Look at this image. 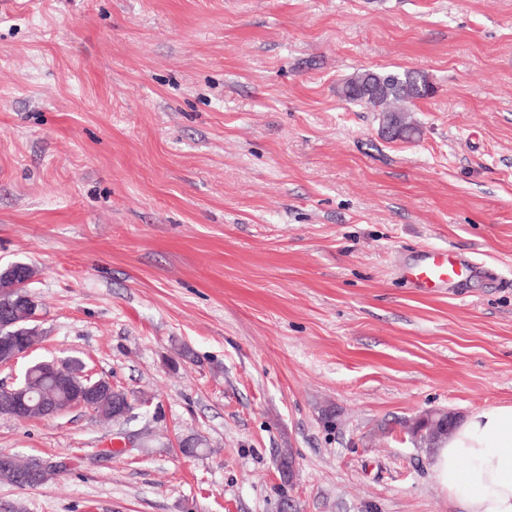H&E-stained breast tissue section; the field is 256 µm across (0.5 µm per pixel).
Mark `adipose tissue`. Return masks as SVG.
I'll return each mask as SVG.
<instances>
[{"mask_svg":"<svg viewBox=\"0 0 512 512\" xmlns=\"http://www.w3.org/2000/svg\"><path fill=\"white\" fill-rule=\"evenodd\" d=\"M431 471L461 512H512V403L458 420L436 447Z\"/></svg>","mask_w":512,"mask_h":512,"instance_id":"1","label":"adipose tissue"}]
</instances>
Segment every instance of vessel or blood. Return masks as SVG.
<instances>
[{"label":"vessel or blood","mask_w":512,"mask_h":512,"mask_svg":"<svg viewBox=\"0 0 512 512\" xmlns=\"http://www.w3.org/2000/svg\"><path fill=\"white\" fill-rule=\"evenodd\" d=\"M476 270V265L455 249H431L420 261L406 267L405 278L413 287L431 293L452 287Z\"/></svg>","instance_id":"obj_1"}]
</instances>
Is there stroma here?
I'll return each mask as SVG.
<instances>
[{"label": "stroma", "mask_w": 512, "mask_h": 512, "mask_svg": "<svg viewBox=\"0 0 512 512\" xmlns=\"http://www.w3.org/2000/svg\"><path fill=\"white\" fill-rule=\"evenodd\" d=\"M380 68L434 87L412 140L336 93ZM448 246L484 273L399 279ZM15 262L43 338L0 384L77 357L134 409L0 415L64 464L0 512H457L409 427L512 402V0H0Z\"/></svg>", "instance_id": "stroma-1"}]
</instances>
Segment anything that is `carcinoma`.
I'll list each match as a JSON object with an SVG mask.
<instances>
[{
  "label": "carcinoma",
  "instance_id": "obj_1",
  "mask_svg": "<svg viewBox=\"0 0 512 512\" xmlns=\"http://www.w3.org/2000/svg\"><path fill=\"white\" fill-rule=\"evenodd\" d=\"M419 84L424 86L427 80L410 70H359L340 84L338 95L349 104L378 113L381 122L409 138L418 132L417 126L409 121L411 105L414 100L427 97V94L416 90ZM0 313L10 315L21 326L30 327L27 321L29 309L17 294L0 293ZM65 368L83 385L91 386L97 382L85 374V364L78 358L66 360ZM25 379L28 388L26 416H40L41 407L47 401L57 402L61 409L71 402L69 391L57 383L44 363L32 365L26 371ZM126 398L127 394L118 390L112 393V400L98 405L95 412L111 421L113 408L122 405Z\"/></svg>",
  "mask_w": 512,
  "mask_h": 512
}]
</instances>
